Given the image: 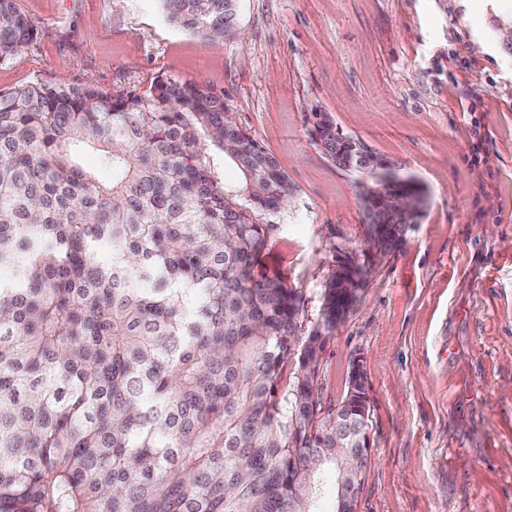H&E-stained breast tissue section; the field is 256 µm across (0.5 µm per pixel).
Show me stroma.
I'll use <instances>...</instances> for the list:
<instances>
[{
  "instance_id": "35a3bbf8",
  "label": "stroma",
  "mask_w": 512,
  "mask_h": 512,
  "mask_svg": "<svg viewBox=\"0 0 512 512\" xmlns=\"http://www.w3.org/2000/svg\"><path fill=\"white\" fill-rule=\"evenodd\" d=\"M17 4L37 35L0 62L1 91L146 94L163 76L223 95L292 186L262 267L306 296L297 337L330 273L366 260L361 176L316 144L313 111L425 185L422 220L327 344L321 402L362 356L358 512H512V0H239V36L210 47L157 0Z\"/></svg>"
}]
</instances>
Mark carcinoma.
Listing matches in <instances>:
<instances>
[{
	"instance_id": "obj_1",
	"label": "carcinoma",
	"mask_w": 512,
	"mask_h": 512,
	"mask_svg": "<svg viewBox=\"0 0 512 512\" xmlns=\"http://www.w3.org/2000/svg\"><path fill=\"white\" fill-rule=\"evenodd\" d=\"M216 45L237 0H158ZM36 28L0 0V61ZM315 139L342 167L357 140L325 112ZM97 153L105 182L80 155ZM240 171L221 175L216 154ZM367 240L387 252L426 188L370 153ZM407 197L401 216L381 192ZM288 176L224 96L161 77L148 94L37 82L0 91V512H353L370 440L364 375L322 412L323 354L365 288L345 262L308 301L258 272ZM111 251L107 265L101 250Z\"/></svg>"
}]
</instances>
